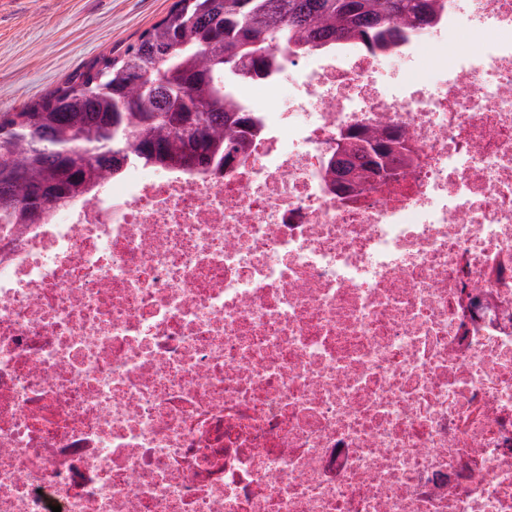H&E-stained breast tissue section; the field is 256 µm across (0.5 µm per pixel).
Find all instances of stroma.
Segmentation results:
<instances>
[{
  "label": "stroma",
  "mask_w": 512,
  "mask_h": 512,
  "mask_svg": "<svg viewBox=\"0 0 512 512\" xmlns=\"http://www.w3.org/2000/svg\"><path fill=\"white\" fill-rule=\"evenodd\" d=\"M174 0H0V113L17 112L121 54Z\"/></svg>",
  "instance_id": "35a3bbf8"
}]
</instances>
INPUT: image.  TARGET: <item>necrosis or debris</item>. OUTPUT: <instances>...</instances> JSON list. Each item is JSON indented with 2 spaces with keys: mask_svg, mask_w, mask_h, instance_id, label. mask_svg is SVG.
<instances>
[{
  "mask_svg": "<svg viewBox=\"0 0 512 512\" xmlns=\"http://www.w3.org/2000/svg\"><path fill=\"white\" fill-rule=\"evenodd\" d=\"M294 64L226 169L0 224V512H512V0ZM348 150L345 155L349 160L346 173L360 183H368L372 175L379 169L381 163L379 157L390 155L395 151V146L383 145L380 150L369 151L364 145L347 143Z\"/></svg>",
  "mask_w": 512,
  "mask_h": 512,
  "instance_id": "4bbe7bcc",
  "label": "necrosis or debris"
}]
</instances>
